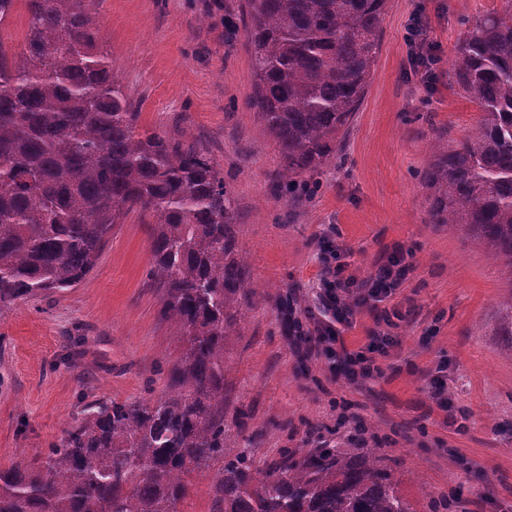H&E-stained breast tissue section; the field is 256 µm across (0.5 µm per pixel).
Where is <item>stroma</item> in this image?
Segmentation results:
<instances>
[{
    "mask_svg": "<svg viewBox=\"0 0 512 512\" xmlns=\"http://www.w3.org/2000/svg\"><path fill=\"white\" fill-rule=\"evenodd\" d=\"M105 33L112 74L138 109V130L188 137L209 152L239 205L236 238L251 303L226 345L224 426L253 470L284 452L367 447L415 507L453 499V512H512V346L500 334L507 291L488 248L430 223L418 173L436 129L462 140L480 112L454 82L457 46L512 0H387L365 98L335 158L303 180L292 204L276 179L285 160L247 101L252 54L246 0H83ZM421 24L440 57L424 83L409 62ZM335 230L348 272L365 279L394 244L413 269L385 308L408 310L381 375L349 384L315 341L320 237ZM139 214L114 226L74 287L0 310V469L35 467L96 402L164 392L181 343L150 277ZM441 371L450 410L426 383Z\"/></svg>",
    "mask_w": 512,
    "mask_h": 512,
    "instance_id": "obj_1",
    "label": "stroma"
}]
</instances>
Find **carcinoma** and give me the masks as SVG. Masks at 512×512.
Instances as JSON below:
<instances>
[{"instance_id": "obj_1", "label": "carcinoma", "mask_w": 512, "mask_h": 512, "mask_svg": "<svg viewBox=\"0 0 512 512\" xmlns=\"http://www.w3.org/2000/svg\"><path fill=\"white\" fill-rule=\"evenodd\" d=\"M23 2L21 51L0 41V310L80 283L137 211L183 351L159 397L92 405L37 467L0 469V512H180L194 475L213 467L224 512H417L371 449L291 453L258 473L241 454L224 458L225 345L248 295L236 200L194 143L136 132L81 0ZM386 2L247 0V106L285 158L279 182L294 200L364 99ZM454 79L481 115L455 144L436 132L421 171L430 223L462 227L504 267L512 337V11L468 29Z\"/></svg>"}]
</instances>
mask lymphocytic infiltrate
I'll return each instance as SVG.
<instances>
[{
	"mask_svg": "<svg viewBox=\"0 0 512 512\" xmlns=\"http://www.w3.org/2000/svg\"><path fill=\"white\" fill-rule=\"evenodd\" d=\"M343 248L332 234L322 238L320 252V316L316 320L317 340L323 355L330 360L334 372L356 383L380 373L377 356L386 354L389 347L397 342L387 330L391 319L402 318L401 309L392 313H378L379 303L390 298L401 285L412 264L409 254L401 245L376 258L373 270L365 280H357L347 272L343 262ZM376 311L380 329L371 333L365 347L351 351L343 346L345 332L355 325L361 308Z\"/></svg>",
	"mask_w": 512,
	"mask_h": 512,
	"instance_id": "1",
	"label": "lymphocytic infiltrate"
}]
</instances>
